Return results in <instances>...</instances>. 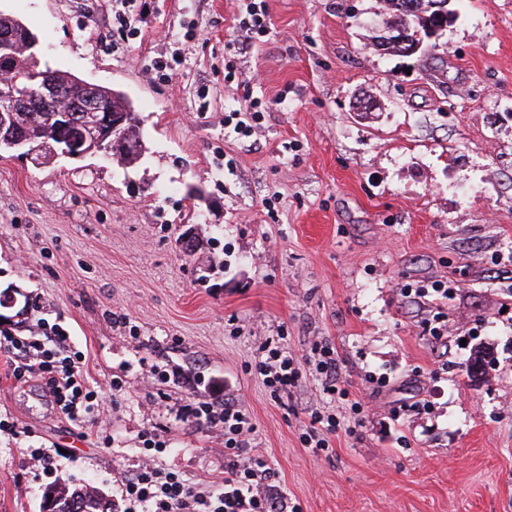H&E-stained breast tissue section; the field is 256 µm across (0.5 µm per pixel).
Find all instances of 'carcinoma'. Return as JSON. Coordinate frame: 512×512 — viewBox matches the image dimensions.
Returning <instances> with one entry per match:
<instances>
[{"label":"carcinoma","mask_w":512,"mask_h":512,"mask_svg":"<svg viewBox=\"0 0 512 512\" xmlns=\"http://www.w3.org/2000/svg\"><path fill=\"white\" fill-rule=\"evenodd\" d=\"M408 1L415 12L410 16L412 32H425L442 22L428 9L429 0H383L387 24L402 22L400 6ZM9 35L6 45L0 46V59L11 73L15 95L13 122L22 129L24 140L15 143L0 136V152H15L22 147L38 148L36 158L49 163L65 157L64 131L58 126L57 113L65 111L78 123L76 135L81 137L80 151L87 156L101 153L104 142L102 121L107 113H121L127 131V146L117 156L123 165L136 163L143 152L140 118L133 103L110 86L92 84L64 70L37 69V37L18 18L0 12V34ZM56 88L47 95L40 112H30L26 103L42 93L44 83ZM40 512H114L112 499L101 489L89 484L51 483L44 489Z\"/></svg>","instance_id":"carcinoma-1"}]
</instances>
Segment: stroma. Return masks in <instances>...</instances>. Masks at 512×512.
Masks as SVG:
<instances>
[{
	"label": "stroma",
	"mask_w": 512,
	"mask_h": 512,
	"mask_svg": "<svg viewBox=\"0 0 512 512\" xmlns=\"http://www.w3.org/2000/svg\"><path fill=\"white\" fill-rule=\"evenodd\" d=\"M267 5L247 43L241 0H151L143 38L115 50L97 39L112 0H0L40 68L127 93L148 147L133 167L0 155V331L59 325L90 381L124 382L107 421L81 427L0 358V418L19 431L0 437V512H39L57 479L120 498L147 428L165 468L217 486L223 433L180 417L210 382L301 512H512V0H456L437 47L408 57L372 45L382 0ZM173 40L181 61L156 79ZM361 93L374 112L354 111ZM256 100L269 111L251 136L225 128ZM437 281L446 299L414 296ZM268 336L329 341L367 403L328 451L300 441L328 402L315 374L276 401L255 373ZM478 349L492 362L472 382Z\"/></svg>",
	"instance_id": "35a3bbf8"
}]
</instances>
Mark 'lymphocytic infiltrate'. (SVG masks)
<instances>
[{
    "label": "lymphocytic infiltrate",
    "instance_id": "f902f5d3",
    "mask_svg": "<svg viewBox=\"0 0 512 512\" xmlns=\"http://www.w3.org/2000/svg\"><path fill=\"white\" fill-rule=\"evenodd\" d=\"M0 356L8 359L16 380L39 376L66 420L82 424L103 412L105 391L89 383L81 352L73 349L60 326H44L38 337L0 333ZM308 367L319 377L325 394L338 403H349L355 420H362L364 408L361 402H349L330 344L317 342L310 352L298 355L280 340L269 338L260 345L254 365L276 398L295 388ZM185 414L196 429L223 431L224 454L231 460L223 484L201 490L179 473L161 467L159 458L167 443L157 430H147L141 434L143 453L122 483L123 512H288L285 493L272 485L265 462L249 448L254 427L238 403L212 395L187 405Z\"/></svg>",
    "mask_w": 512,
    "mask_h": 512
}]
</instances>
